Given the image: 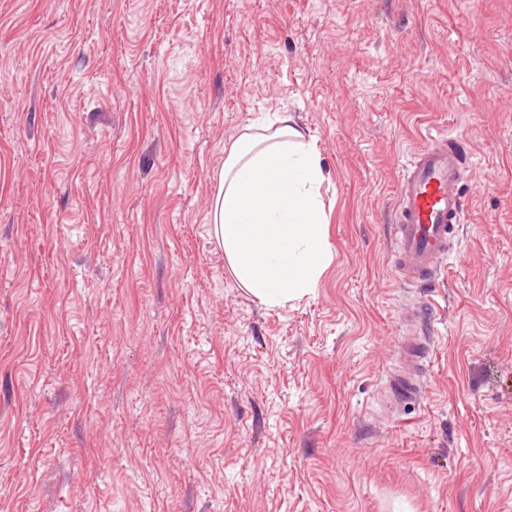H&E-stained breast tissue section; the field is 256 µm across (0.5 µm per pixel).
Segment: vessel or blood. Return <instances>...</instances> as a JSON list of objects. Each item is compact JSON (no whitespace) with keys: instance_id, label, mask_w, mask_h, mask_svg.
Masks as SVG:
<instances>
[{"instance_id":"b4317fda","label":"vessel or blood","mask_w":512,"mask_h":512,"mask_svg":"<svg viewBox=\"0 0 512 512\" xmlns=\"http://www.w3.org/2000/svg\"><path fill=\"white\" fill-rule=\"evenodd\" d=\"M467 169L464 142L440 133L430 136L428 144L405 164L390 226V263L404 286L435 287L445 269L464 221ZM431 318V301L409 300L400 305L394 365L384 390L387 404L420 397L431 351L423 326Z\"/></svg>"}]
</instances>
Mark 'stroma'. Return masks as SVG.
Listing matches in <instances>:
<instances>
[{
	"mask_svg": "<svg viewBox=\"0 0 512 512\" xmlns=\"http://www.w3.org/2000/svg\"><path fill=\"white\" fill-rule=\"evenodd\" d=\"M281 112L333 260L270 308L208 212ZM430 129L467 144L465 218L388 415ZM0 512H512V0H0Z\"/></svg>",
	"mask_w": 512,
	"mask_h": 512,
	"instance_id": "obj_1",
	"label": "stroma"
}]
</instances>
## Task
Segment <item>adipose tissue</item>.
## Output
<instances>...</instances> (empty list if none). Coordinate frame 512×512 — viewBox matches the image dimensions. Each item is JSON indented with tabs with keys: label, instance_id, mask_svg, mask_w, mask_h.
Instances as JSON below:
<instances>
[{
	"label": "adipose tissue",
	"instance_id": "ef3b65f1",
	"mask_svg": "<svg viewBox=\"0 0 512 512\" xmlns=\"http://www.w3.org/2000/svg\"><path fill=\"white\" fill-rule=\"evenodd\" d=\"M324 180L315 142L291 115L225 145L208 222L232 275L261 304L301 298L332 262Z\"/></svg>",
	"mask_w": 512,
	"mask_h": 512
}]
</instances>
